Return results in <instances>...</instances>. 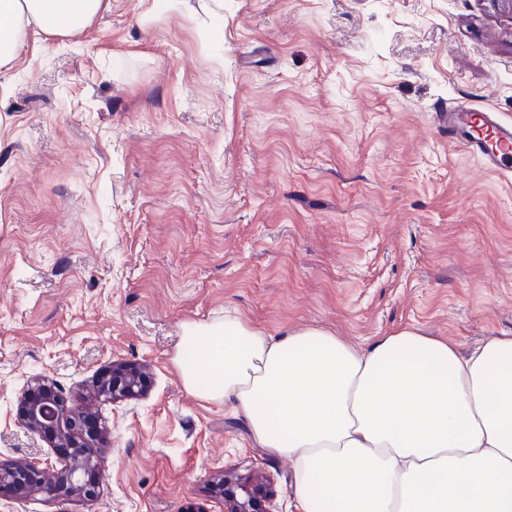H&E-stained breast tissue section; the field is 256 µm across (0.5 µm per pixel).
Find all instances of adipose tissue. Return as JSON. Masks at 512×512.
<instances>
[{"instance_id": "adipose-tissue-1", "label": "adipose tissue", "mask_w": 512, "mask_h": 512, "mask_svg": "<svg viewBox=\"0 0 512 512\" xmlns=\"http://www.w3.org/2000/svg\"><path fill=\"white\" fill-rule=\"evenodd\" d=\"M104 0H0V69L28 27L83 31ZM184 386L235 402L293 468L297 512H512V336L468 352L415 326L354 345L234 311L184 325Z\"/></svg>"}]
</instances>
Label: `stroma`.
Here are the masks:
<instances>
[{"instance_id":"obj_1","label":"stroma","mask_w":512,"mask_h":512,"mask_svg":"<svg viewBox=\"0 0 512 512\" xmlns=\"http://www.w3.org/2000/svg\"><path fill=\"white\" fill-rule=\"evenodd\" d=\"M457 102L512 124L501 0H108L79 34L30 28L0 71V458L57 459L18 419L34 380L151 382L91 405L97 500L0 512H223L227 466L294 512L290 462L184 387L187 323L512 336V177L449 143ZM147 365L113 362L92 387V395L112 401V404L142 396L147 387Z\"/></svg>"}]
</instances>
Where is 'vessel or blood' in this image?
I'll return each instance as SVG.
<instances>
[{
    "instance_id": "vessel-or-blood-1",
    "label": "vessel or blood",
    "mask_w": 512,
    "mask_h": 512,
    "mask_svg": "<svg viewBox=\"0 0 512 512\" xmlns=\"http://www.w3.org/2000/svg\"><path fill=\"white\" fill-rule=\"evenodd\" d=\"M439 119L450 142L480 157L489 170L505 177L512 175V124L498 121L484 109L465 105L449 107Z\"/></svg>"
}]
</instances>
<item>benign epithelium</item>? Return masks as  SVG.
Instances as JSON below:
<instances>
[{
	"label": "benign epithelium",
	"mask_w": 512,
	"mask_h": 512,
	"mask_svg": "<svg viewBox=\"0 0 512 512\" xmlns=\"http://www.w3.org/2000/svg\"><path fill=\"white\" fill-rule=\"evenodd\" d=\"M148 367L114 362L92 387V395L114 404L142 396L147 387ZM21 424L32 435L46 438L56 448H66L69 456L53 476L43 462L14 464L0 462V488L12 490L17 497L42 493L50 499L77 498L93 500L98 486L92 481L103 459L99 445L100 427L94 415L80 406L68 408L51 387L41 388L34 400L24 402ZM216 487L224 501V512H269L276 495L270 476L258 472H240L226 467L217 474Z\"/></svg>",
	"instance_id": "benign-epithelium-1"
}]
</instances>
